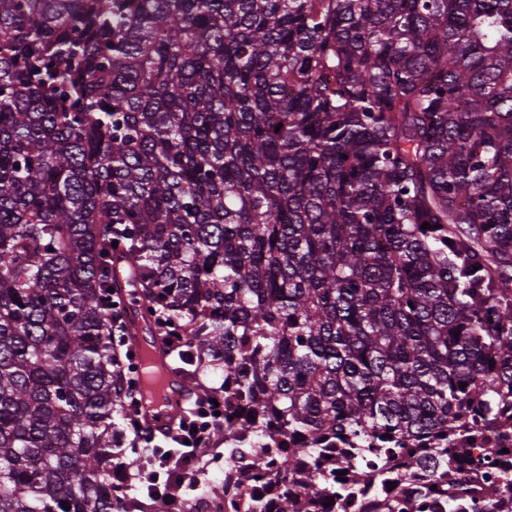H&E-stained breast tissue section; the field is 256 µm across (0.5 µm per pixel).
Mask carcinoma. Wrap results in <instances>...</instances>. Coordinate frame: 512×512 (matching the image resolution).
Instances as JSON below:
<instances>
[{"mask_svg":"<svg viewBox=\"0 0 512 512\" xmlns=\"http://www.w3.org/2000/svg\"><path fill=\"white\" fill-rule=\"evenodd\" d=\"M118 263L197 398L231 382L209 444L282 486L249 512H327L334 454L428 478L380 512L478 509L465 445L512 405V0H0V512H172Z\"/></svg>","mask_w":512,"mask_h":512,"instance_id":"cac0c4a2","label":"carcinoma"}]
</instances>
